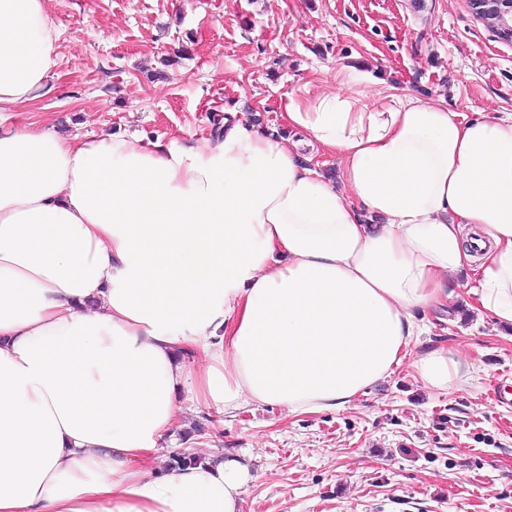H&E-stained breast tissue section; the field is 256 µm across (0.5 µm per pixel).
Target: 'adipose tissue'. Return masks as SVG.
<instances>
[{
    "label": "adipose tissue",
    "instance_id": "obj_1",
    "mask_svg": "<svg viewBox=\"0 0 512 512\" xmlns=\"http://www.w3.org/2000/svg\"><path fill=\"white\" fill-rule=\"evenodd\" d=\"M49 2L0 0V107L58 64ZM356 83L282 102L336 182L233 113L168 147L0 121V512H242L237 458L158 465L181 402L345 409L465 270L512 326V113ZM412 366L441 390L470 374L444 349Z\"/></svg>",
    "mask_w": 512,
    "mask_h": 512
}]
</instances>
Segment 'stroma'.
<instances>
[{"mask_svg": "<svg viewBox=\"0 0 512 512\" xmlns=\"http://www.w3.org/2000/svg\"><path fill=\"white\" fill-rule=\"evenodd\" d=\"M50 14L59 63L39 99L5 114L83 140L195 144L227 112L290 138L282 101L338 89L346 72L367 103L512 112V43L468 0H51ZM465 282L426 314L414 351L459 353L469 383L433 389L406 362L340 411L187 409L160 456L244 460L243 512H512V328L471 311Z\"/></svg>", "mask_w": 512, "mask_h": 512, "instance_id": "obj_1", "label": "stroma"}]
</instances>
